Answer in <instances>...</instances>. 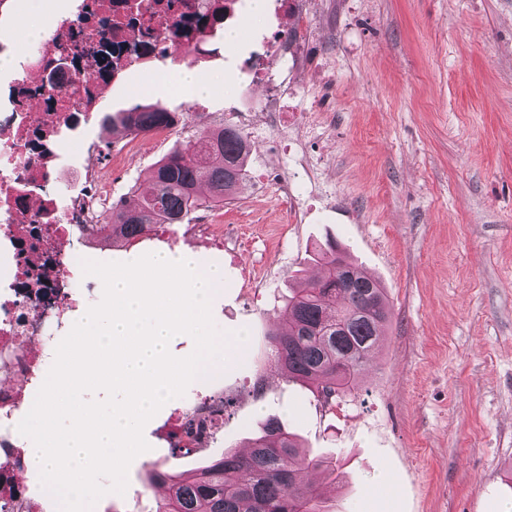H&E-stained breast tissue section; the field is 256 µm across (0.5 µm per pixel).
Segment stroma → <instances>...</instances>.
Returning <instances> with one entry per match:
<instances>
[{
	"instance_id": "35a3bbf8",
	"label": "stroma",
	"mask_w": 512,
	"mask_h": 512,
	"mask_svg": "<svg viewBox=\"0 0 512 512\" xmlns=\"http://www.w3.org/2000/svg\"><path fill=\"white\" fill-rule=\"evenodd\" d=\"M307 23V61L281 86L279 123L243 129V184L191 216L213 232L163 224L91 255L189 251L222 265L213 321L248 333L212 379L148 421L149 449L132 461L125 493L92 512H156L166 488L148 484L152 467L186 472L244 452L271 417L335 457V512H512V0H312ZM240 24L248 34L236 48L207 38L196 65L222 76L223 90L185 95L165 64L109 85L98 114L67 138L59 193L79 191L93 165L112 204H134L165 154L251 110L262 89L247 59L286 21ZM148 103L187 104L191 115L164 141L144 135L145 149L112 168L124 133L110 115ZM283 124L300 131L283 137ZM329 241L381 282L392 316L361 390L326 403L274 364L269 334L289 290L317 277L314 250ZM194 396L228 399L224 423L177 455L173 432Z\"/></svg>"
}]
</instances>
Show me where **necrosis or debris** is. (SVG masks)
Masks as SVG:
<instances>
[{
	"label": "necrosis or debris",
	"instance_id": "obj_1",
	"mask_svg": "<svg viewBox=\"0 0 512 512\" xmlns=\"http://www.w3.org/2000/svg\"><path fill=\"white\" fill-rule=\"evenodd\" d=\"M309 0H277L280 13L295 24L276 33L256 53L249 72L263 87L261 115L278 117L282 100L279 71L298 70L306 61ZM247 0H73L56 26L24 56L23 68L37 79H16L9 111L0 113V451L14 446L22 407L34 402L50 370L60 336L78 306L93 292L71 269L78 244L89 242L110 198L92 174L84 192L60 202L55 189L64 133L89 120L102 98L96 79L105 42L122 46L112 62V80L132 69L152 71L157 59L186 62L197 42L175 43V24L197 16L238 22ZM277 58L279 69L270 68ZM36 344V355L25 347Z\"/></svg>",
	"mask_w": 512,
	"mask_h": 512
}]
</instances>
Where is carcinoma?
Returning <instances> with one entry per match:
<instances>
[{
	"instance_id": "obj_1",
	"label": "carcinoma",
	"mask_w": 512,
	"mask_h": 512,
	"mask_svg": "<svg viewBox=\"0 0 512 512\" xmlns=\"http://www.w3.org/2000/svg\"><path fill=\"white\" fill-rule=\"evenodd\" d=\"M209 25L201 17L176 36L193 39ZM183 118L184 113L158 104L137 105L112 123L141 133L174 126ZM189 151L187 157L173 150L156 163L150 190L136 206L112 207V243H129L158 224H182L195 211L224 202L244 180L251 144L227 125L202 133ZM203 186L206 196L199 193ZM389 315L381 283L329 242L321 251L320 276L288 298L285 326L271 334L273 361L326 402L352 394L360 389L364 366ZM304 469L336 481V458L302 453L294 435L272 417L247 452L226 453L193 472L154 471L150 479L168 488L157 512H331L323 487L302 481Z\"/></svg>"
}]
</instances>
